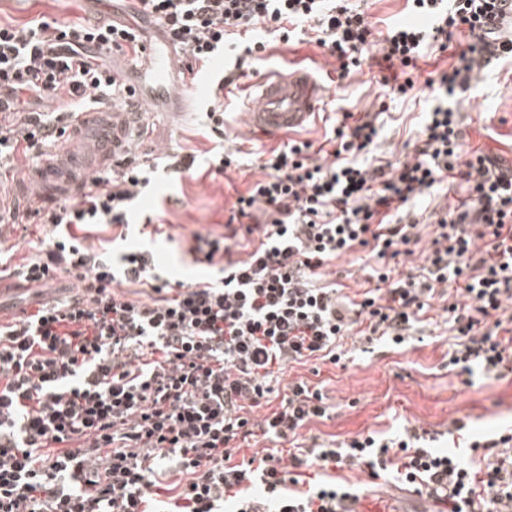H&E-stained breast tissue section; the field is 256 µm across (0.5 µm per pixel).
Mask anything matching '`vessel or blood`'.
<instances>
[{"label": "vessel or blood", "instance_id": "obj_1", "mask_svg": "<svg viewBox=\"0 0 512 512\" xmlns=\"http://www.w3.org/2000/svg\"><path fill=\"white\" fill-rule=\"evenodd\" d=\"M150 62L146 79L149 97L179 96L180 88L167 83L169 53L147 48ZM257 104L248 114L249 127L256 137L273 138L303 125L315 116L326 89L311 74L294 71L275 79L257 78ZM75 124L84 142L82 153L68 155L65 163H41L27 170L24 181L35 182L42 193L51 197L76 193L86 182L92 167L104 166L112 153L123 143L126 128L110 120L103 110L79 113Z\"/></svg>", "mask_w": 512, "mask_h": 512}]
</instances>
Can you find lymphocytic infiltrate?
I'll list each match as a JSON object with an SVG mask.
<instances>
[{
  "instance_id": "obj_1",
  "label": "lymphocytic infiltrate",
  "mask_w": 512,
  "mask_h": 512,
  "mask_svg": "<svg viewBox=\"0 0 512 512\" xmlns=\"http://www.w3.org/2000/svg\"><path fill=\"white\" fill-rule=\"evenodd\" d=\"M430 25L390 26L379 45L400 63L399 96L429 41L468 39L456 65L440 76L445 96L427 113L412 157L375 164L379 136L365 117L338 121L327 146L288 141L260 153L263 177L239 195L223 235L194 232L190 252L209 275L169 281L150 250L127 246L119 264L113 241L126 243L129 212L149 180L131 147L113 155L77 197L37 196L19 209L0 198V224L38 219L46 232L35 256L15 266L0 233V274L13 272L37 309L0 324V512H356L351 485L301 468L393 471L417 496L448 512H512V434L472 441L479 466L427 446L405 428L395 439L355 438L282 456L266 448L237 460L255 434L285 440L324 417L321 390L299 379L278 409L267 406L270 378L290 364L338 363L344 340L384 339L400 346L431 299H447L458 342L448 363L495 373L512 356V175L496 158L462 153L458 101L479 70L512 60V0H411ZM150 20L185 58L196 78L226 44L256 28L307 42L336 57L342 74L360 68L372 23L345 0H148ZM135 29L114 20L60 24L34 19L0 24V153L28 163L51 159L70 111L87 103L134 109L133 88L111 62L139 59ZM58 103L27 112L26 99ZM468 197L443 211L421 275L400 274L421 241L418 220L399 215L445 177ZM114 239L85 244V234ZM244 248L245 257L234 255ZM365 251L371 264L360 297L327 278L331 262ZM65 274L71 297L43 300ZM140 284L150 301L128 299Z\"/></svg>"
}]
</instances>
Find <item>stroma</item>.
Masks as SVG:
<instances>
[{
	"label": "stroma",
	"mask_w": 512,
	"mask_h": 512,
	"mask_svg": "<svg viewBox=\"0 0 512 512\" xmlns=\"http://www.w3.org/2000/svg\"><path fill=\"white\" fill-rule=\"evenodd\" d=\"M348 5L368 13L376 37L411 11L407 0H348ZM112 15L125 22L131 19L122 0H0V22L12 25L38 18L86 23ZM256 36L269 46L260 65L262 72L275 77L303 68L326 88L319 116L290 130L289 139L318 145L325 137L324 118H338L346 111L358 116L369 113L375 115L380 129L374 155L392 163L411 155L425 103L438 93L435 79L451 68L466 46L465 38L457 35L447 50L419 60L413 74L415 94L402 99L382 85L384 69L376 60H366L358 71L344 76L335 57L300 37L283 43L262 29ZM255 95L250 78L244 77L234 93L225 96L224 136L220 139L204 134L202 104L179 106L165 101L158 102L155 113L146 117L147 132L134 126L126 134L150 164V183L132 205L128 242H139L138 227L145 217L162 215L169 235L156 238L151 247L172 279L206 275V267L195 263L188 251L191 233H223L237 192L247 191L262 176L256 152L279 145L275 139L257 140L248 128L246 112ZM459 124L465 149H479L498 156L504 164L512 163V62L490 68L462 97ZM222 148L236 151L238 165L225 174L210 176V157ZM167 153L195 156L193 170L170 179L163 162ZM447 319L436 300L407 348L391 350L360 343L339 363L311 361L285 369L273 384L276 391H284L289 381L302 377L323 386L330 406L327 419L312 421L299 430L300 442L331 444L368 434L392 438L403 426L412 425L429 431L436 447L453 451L468 462L472 440L512 429V369L487 379L449 368L448 350L454 338ZM457 419L465 422L464 430H455ZM332 476L361 489L358 512H412L417 503L407 486L388 475L374 479L364 470L339 468Z\"/></svg>",
	"instance_id": "35a3bbf8"
}]
</instances>
